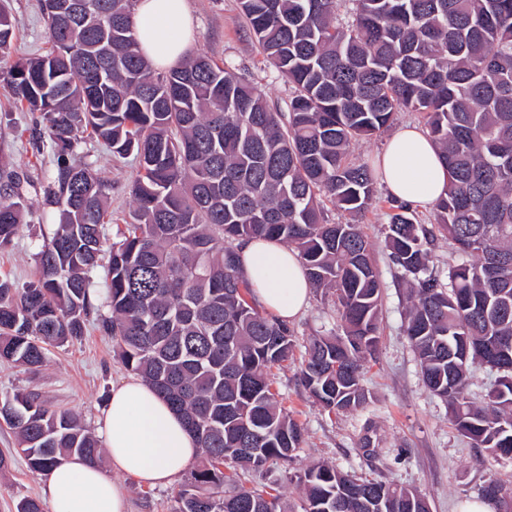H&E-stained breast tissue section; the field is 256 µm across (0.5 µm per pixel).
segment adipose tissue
I'll use <instances>...</instances> for the list:
<instances>
[{
    "label": "adipose tissue",
    "instance_id": "ef3b65f1",
    "mask_svg": "<svg viewBox=\"0 0 512 512\" xmlns=\"http://www.w3.org/2000/svg\"><path fill=\"white\" fill-rule=\"evenodd\" d=\"M134 33L143 56L157 69L176 66L192 53V15L187 0H135ZM377 166L390 193L409 203L434 204L447 172L427 132L404 127L389 139ZM241 270L261 308L283 322L307 306L311 285L296 251L275 240L240 242ZM97 433L113 472L151 487L172 485L199 455L181 416L141 378L113 385ZM99 467L77 457L42 473L50 512H127L123 488Z\"/></svg>",
    "mask_w": 512,
    "mask_h": 512
}]
</instances>
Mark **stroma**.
I'll use <instances>...</instances> for the list:
<instances>
[{
	"label": "stroma",
	"mask_w": 512,
	"mask_h": 512,
	"mask_svg": "<svg viewBox=\"0 0 512 512\" xmlns=\"http://www.w3.org/2000/svg\"><path fill=\"white\" fill-rule=\"evenodd\" d=\"M8 7L18 35V55L44 53L46 21L39 0H8ZM189 8L194 53L224 63L261 87L269 102L286 107L289 88L273 67L263 63L238 0H189ZM39 129V114L15 108L0 94V186L10 174L26 181L32 211L12 244L0 250V278L18 286L32 280L42 237L59 219L57 208L46 202L52 156L47 151L36 152L33 146ZM77 160L96 169L109 185L111 217L103 232L113 238L117 227L130 220L129 186L137 166L132 159L113 157L106 145L91 137L81 143ZM377 190L378 205L361 219L384 283L378 351L365 364L367 402L357 412L337 416L316 404L300 385L307 340L340 331L334 313L319 294H311L307 309L289 323L297 338L293 359L271 371L278 399L304 428L305 440L288 464L241 478L248 488L276 489L292 512H303L299 474L318 462L414 490L428 500L431 512H459L464 502L476 499V487L487 478L512 480V461L495 459L472 447L449 423L445 402L422 384L417 357L403 333L406 290L397 285V271L385 248L389 193L382 183ZM127 375L112 353L110 336L92 320L79 341L49 348L39 368L0 362V398L19 391L39 393L49 405L71 411L92 429L113 383ZM365 436L371 439L367 448L361 445ZM117 481L126 493L128 512H172L176 486L150 487L126 475ZM41 496V475L30 471L23 458L15 457L8 469L0 470V512H14L21 498Z\"/></svg>",
	"instance_id": "1"
}]
</instances>
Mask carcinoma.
I'll use <instances>...</instances> for the list:
<instances>
[{"instance_id":"1","label":"carcinoma","mask_w":512,"mask_h":512,"mask_svg":"<svg viewBox=\"0 0 512 512\" xmlns=\"http://www.w3.org/2000/svg\"><path fill=\"white\" fill-rule=\"evenodd\" d=\"M133 2L41 0L47 50L0 65V89L40 115L59 208L33 280L18 288L0 279V360L37 368L47 347L84 335L92 272L107 251L99 323L113 353L183 416L201 449L174 512H288L278 495L223 490L224 466L286 464L303 440L269 377L293 357L294 332L246 299L237 246L263 237L298 252L342 327L340 336L308 341L300 381L330 412L363 407L383 285L357 224L376 202L375 178L350 158V145L385 131L400 112H419L448 184L430 226L409 204L388 201L386 245L406 286L404 332L455 429L511 461L512 0H240L259 54L291 89L286 112L207 55L154 69L134 37ZM14 37L1 7L0 62ZM87 131L138 167L132 222L106 249L107 184L74 161ZM328 203L352 220L328 223ZM28 212L11 182L0 193V249ZM441 237L453 255L445 271L430 266ZM476 362L496 375L483 404L469 394ZM0 420L33 471L100 458L78 418L37 393L1 398ZM298 479L304 512H430L413 490L325 463ZM477 500L512 512V483L489 478Z\"/></svg>"}]
</instances>
